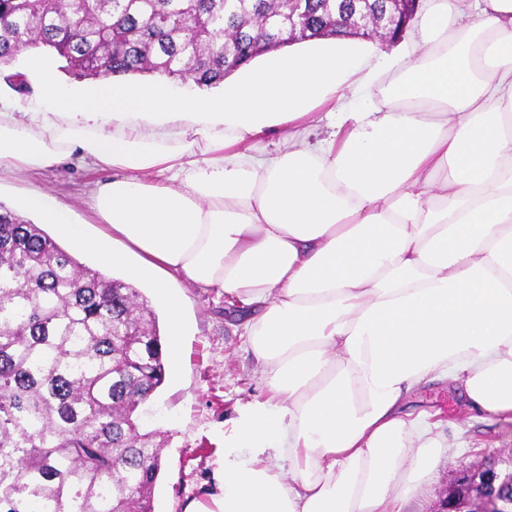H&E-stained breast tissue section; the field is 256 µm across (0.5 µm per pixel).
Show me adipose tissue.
I'll return each instance as SVG.
<instances>
[{"instance_id":"adipose-tissue-1","label":"adipose tissue","mask_w":512,"mask_h":512,"mask_svg":"<svg viewBox=\"0 0 512 512\" xmlns=\"http://www.w3.org/2000/svg\"><path fill=\"white\" fill-rule=\"evenodd\" d=\"M25 55L41 109L0 103V170L113 171L103 231L47 191L26 209L101 269L251 311L269 395L224 439L217 512H403L446 446L413 393L512 414V0H425L400 51L303 41L215 94L65 88Z\"/></svg>"}]
</instances>
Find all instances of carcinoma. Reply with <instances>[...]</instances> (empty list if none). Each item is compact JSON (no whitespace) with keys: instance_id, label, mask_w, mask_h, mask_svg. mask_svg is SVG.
<instances>
[{"instance_id":"carcinoma-1","label":"carcinoma","mask_w":512,"mask_h":512,"mask_svg":"<svg viewBox=\"0 0 512 512\" xmlns=\"http://www.w3.org/2000/svg\"><path fill=\"white\" fill-rule=\"evenodd\" d=\"M384 0H0V66L43 48L79 77L217 86L267 44L355 37ZM166 379L139 289L0 203V512H153L162 466L138 409Z\"/></svg>"}]
</instances>
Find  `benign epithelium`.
Segmentation results:
<instances>
[{"instance_id": "1", "label": "benign epithelium", "mask_w": 512, "mask_h": 512, "mask_svg": "<svg viewBox=\"0 0 512 512\" xmlns=\"http://www.w3.org/2000/svg\"><path fill=\"white\" fill-rule=\"evenodd\" d=\"M388 25L364 32L363 38L391 43L403 37L422 0H388ZM440 512H512V468L498 473L492 468L461 479L442 503Z\"/></svg>"}]
</instances>
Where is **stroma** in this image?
I'll return each instance as SVG.
<instances>
[{
    "instance_id": "1",
    "label": "stroma",
    "mask_w": 512,
    "mask_h": 512,
    "mask_svg": "<svg viewBox=\"0 0 512 512\" xmlns=\"http://www.w3.org/2000/svg\"><path fill=\"white\" fill-rule=\"evenodd\" d=\"M111 169L87 171L75 160L36 173L0 174V203L20 210L22 199L37 189L50 190L68 203L77 220L87 219L90 182L108 181ZM184 301L188 333L183 356L164 386L143 407V428L155 431L162 447V471L153 498L154 512H185L194 502L210 504L222 493L220 472L224 433L239 409L265 399L267 386L245 337L242 320L223 291L173 281ZM411 405L439 412L448 451L424 495L410 500L406 512H438L457 481L489 461L512 459V417L469 418L461 398L436 382L415 393Z\"/></svg>"
}]
</instances>
